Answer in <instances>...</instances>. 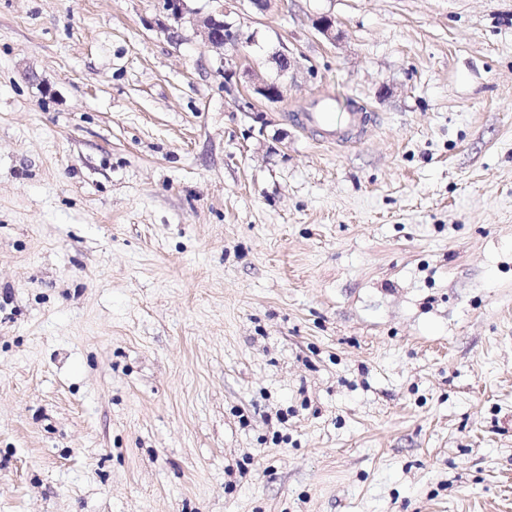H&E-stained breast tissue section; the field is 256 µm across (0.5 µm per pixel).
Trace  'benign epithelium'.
I'll return each mask as SVG.
<instances>
[{
  "instance_id": "1",
  "label": "benign epithelium",
  "mask_w": 512,
  "mask_h": 512,
  "mask_svg": "<svg viewBox=\"0 0 512 512\" xmlns=\"http://www.w3.org/2000/svg\"><path fill=\"white\" fill-rule=\"evenodd\" d=\"M161 8L175 22L168 27L172 33L186 21L192 23L205 42L224 51V92L231 96L232 105L240 112L259 111L258 102L274 103L281 96L277 83L254 78L247 47L253 35L243 29L241 21H230V12L222 8L204 17L197 16L188 0H159Z\"/></svg>"
}]
</instances>
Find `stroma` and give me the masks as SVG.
I'll use <instances>...</instances> for the list:
<instances>
[{
    "label": "stroma",
    "mask_w": 512,
    "mask_h": 512,
    "mask_svg": "<svg viewBox=\"0 0 512 512\" xmlns=\"http://www.w3.org/2000/svg\"><path fill=\"white\" fill-rule=\"evenodd\" d=\"M165 24L0 0V512H512V0ZM190 0H159L167 16L177 24L168 31L176 34L188 20L205 42L224 51V92L231 96L232 105L241 112H263L258 101L277 102L281 96L277 83L255 79L251 58L246 48L253 43V34H247L241 20L230 21L226 8L216 13L198 17L188 6ZM240 77L251 81L248 87L241 86ZM236 84V85H235ZM330 98H324L317 103L314 112H300L296 120L301 126L319 133L327 139L328 144L338 146L356 142L368 123L367 112H349L345 125L338 121L335 112L330 110Z\"/></svg>",
    "instance_id": "1"
}]
</instances>
